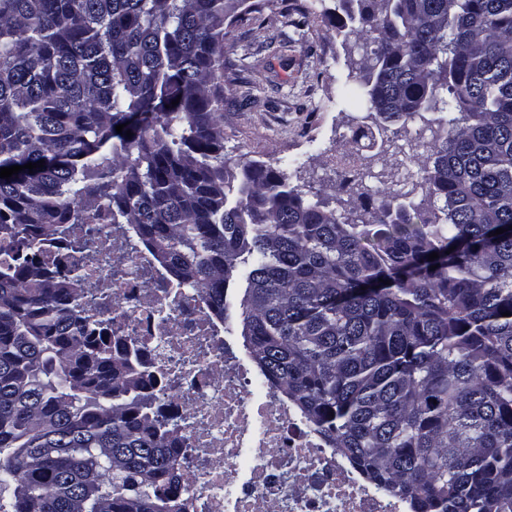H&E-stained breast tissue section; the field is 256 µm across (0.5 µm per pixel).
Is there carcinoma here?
I'll return each mask as SVG.
<instances>
[{"instance_id": "cac0c4a2", "label": "carcinoma", "mask_w": 512, "mask_h": 512, "mask_svg": "<svg viewBox=\"0 0 512 512\" xmlns=\"http://www.w3.org/2000/svg\"><path fill=\"white\" fill-rule=\"evenodd\" d=\"M265 2L0 0V168L45 161L0 178L12 512H185L165 378L89 314L80 267L46 254L67 225L99 221L221 322L249 266L251 359L377 490L411 512H512V0L294 8L297 29L320 16L372 45L346 77L367 94L356 137L441 127L419 202L384 192L361 224L282 170L224 157V43Z\"/></svg>"}]
</instances>
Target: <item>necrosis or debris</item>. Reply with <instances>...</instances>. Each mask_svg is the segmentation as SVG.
Here are the masks:
<instances>
[{
	"label": "necrosis or debris",
	"instance_id": "obj_1",
	"mask_svg": "<svg viewBox=\"0 0 512 512\" xmlns=\"http://www.w3.org/2000/svg\"><path fill=\"white\" fill-rule=\"evenodd\" d=\"M50 251L79 262L93 312L136 339L177 394L187 512H404L275 396L251 399V371L210 309L171 288L118 225L91 237L76 225Z\"/></svg>",
	"mask_w": 512,
	"mask_h": 512
}]
</instances>
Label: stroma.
<instances>
[{"label":"stroma","mask_w":512,"mask_h":512,"mask_svg":"<svg viewBox=\"0 0 512 512\" xmlns=\"http://www.w3.org/2000/svg\"><path fill=\"white\" fill-rule=\"evenodd\" d=\"M291 2L270 0L258 22L235 26L224 48L225 157L286 170L306 199L328 198L338 216L356 222L370 218L382 187L397 200H418L406 174L428 157L434 130L417 122L377 132L360 179L336 192V152L353 148L363 110L344 76L365 49L355 35H328L322 21L295 29Z\"/></svg>","instance_id":"obj_1"}]
</instances>
